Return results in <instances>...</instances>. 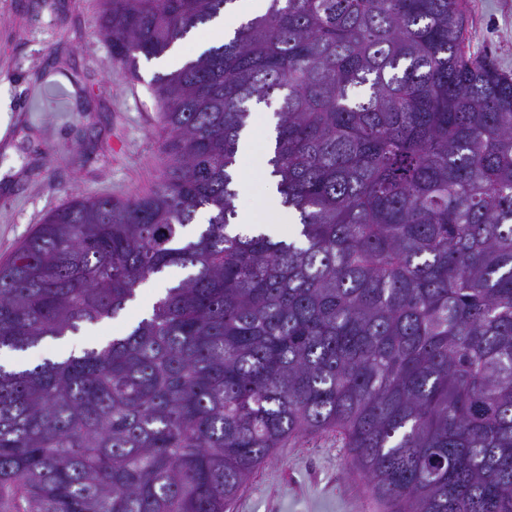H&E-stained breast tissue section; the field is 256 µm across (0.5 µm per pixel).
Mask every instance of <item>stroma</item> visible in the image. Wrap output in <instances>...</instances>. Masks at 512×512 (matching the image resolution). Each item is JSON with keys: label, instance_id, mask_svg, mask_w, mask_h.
Instances as JSON below:
<instances>
[{"label": "stroma", "instance_id": "obj_1", "mask_svg": "<svg viewBox=\"0 0 512 512\" xmlns=\"http://www.w3.org/2000/svg\"><path fill=\"white\" fill-rule=\"evenodd\" d=\"M472 51L512 72V0H465ZM100 0H0V264L70 195L130 199L150 190L159 149V68L112 60ZM229 512H381L335 435L275 449Z\"/></svg>", "mask_w": 512, "mask_h": 512}]
</instances>
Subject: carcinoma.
Instances as JSON below:
<instances>
[{"label": "carcinoma", "mask_w": 512, "mask_h": 512, "mask_svg": "<svg viewBox=\"0 0 512 512\" xmlns=\"http://www.w3.org/2000/svg\"><path fill=\"white\" fill-rule=\"evenodd\" d=\"M233 2L103 0L101 34L135 73ZM464 41L463 0H268L154 77L157 184L35 227L0 265V349L187 274L122 336L0 365V512H226L326 432L387 512H512V73ZM272 101L297 229L231 234ZM250 126L254 129V137L250 135H242L240 139L241 143V156L247 161L246 167L238 173V184L237 190L239 191L240 196H244L247 194V190L250 186V178H249V169H253L254 174L259 172L264 180L266 181V185L268 187L265 202L263 207L266 209L278 206V195L273 191V188L270 186L269 182V166L267 164V160L269 158L268 155V144L265 143L264 148L261 152L256 151V146L259 147L261 141H263L261 128L258 127L254 121V115L251 121Z\"/></svg>", "instance_id": "1"}]
</instances>
